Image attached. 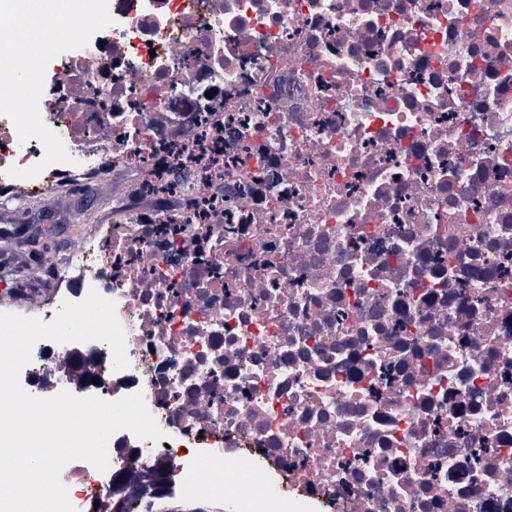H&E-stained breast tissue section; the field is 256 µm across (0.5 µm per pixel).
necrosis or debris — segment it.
<instances>
[{
    "label": "necrosis or debris",
    "instance_id": "necrosis-or-debris-1",
    "mask_svg": "<svg viewBox=\"0 0 512 512\" xmlns=\"http://www.w3.org/2000/svg\"><path fill=\"white\" fill-rule=\"evenodd\" d=\"M44 123L0 115V210L115 185L12 310L116 303L101 341L35 345L31 394L140 391L166 443L134 512H512V0H109ZM112 130L101 152V127ZM138 180H123L126 171ZM223 468H203V460ZM104 474L64 485L109 512Z\"/></svg>",
    "mask_w": 512,
    "mask_h": 512
}]
</instances>
